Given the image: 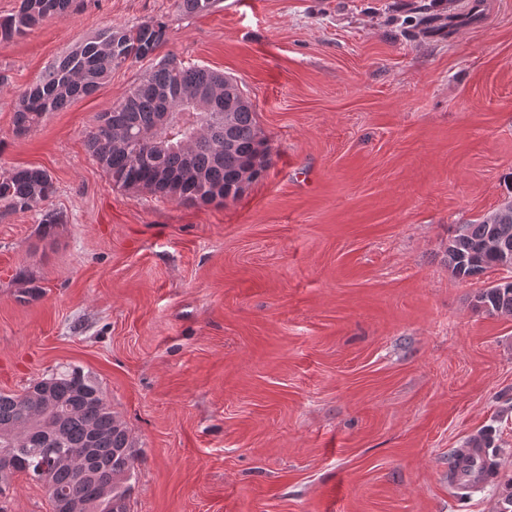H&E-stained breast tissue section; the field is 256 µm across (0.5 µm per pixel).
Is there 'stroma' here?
<instances>
[{"label": "stroma", "mask_w": 512, "mask_h": 512, "mask_svg": "<svg viewBox=\"0 0 512 512\" xmlns=\"http://www.w3.org/2000/svg\"><path fill=\"white\" fill-rule=\"evenodd\" d=\"M85 0L0 42V168L39 167L62 224L0 205V391L97 382L137 457L130 512H499L512 493V316L462 281L453 229L512 198V0ZM157 18L159 55L236 76L271 145L237 199L114 187L86 137L149 68L16 136L15 97L110 26ZM495 431L460 500L455 449ZM9 512H51L16 476Z\"/></svg>", "instance_id": "stroma-1"}]
</instances>
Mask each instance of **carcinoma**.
<instances>
[{"instance_id": "cac0c4a2", "label": "carcinoma", "mask_w": 512, "mask_h": 512, "mask_svg": "<svg viewBox=\"0 0 512 512\" xmlns=\"http://www.w3.org/2000/svg\"><path fill=\"white\" fill-rule=\"evenodd\" d=\"M219 0H179L188 14L213 10ZM77 0H20L18 9L0 19V38L22 36L43 21L75 9ZM167 25L158 19L134 26H111L50 64L41 80L23 90L13 117L16 135L25 136L49 112L94 94L112 71L127 63L153 61L149 71L124 98L97 117L86 145L112 184L124 190L146 189L161 198L185 205L224 203L236 199L270 165V146L262 133L255 105L240 102L247 96L242 82L202 65L182 62L172 67L167 55L155 60L166 42ZM211 93L227 102L231 123L201 115L192 137L157 129L162 104L178 109L198 94ZM143 132L152 138L133 149ZM55 192L50 174L40 168H0V202L12 212H39ZM512 208L502 205L496 217L480 218L457 227L448 241V267L466 280L488 269L499 268L491 241L503 238L512 247ZM480 302L489 314L512 313V288L486 289ZM66 448L89 449L93 467H106L112 478V500L101 498L96 484L74 485L66 466L52 469L47 483L50 497L71 489L85 497L87 512H130L131 471L136 449L127 428L112 412L99 386L79 369L31 383L20 394L0 392V452L12 463V474L33 470L34 448H48L55 440Z\"/></svg>"}]
</instances>
